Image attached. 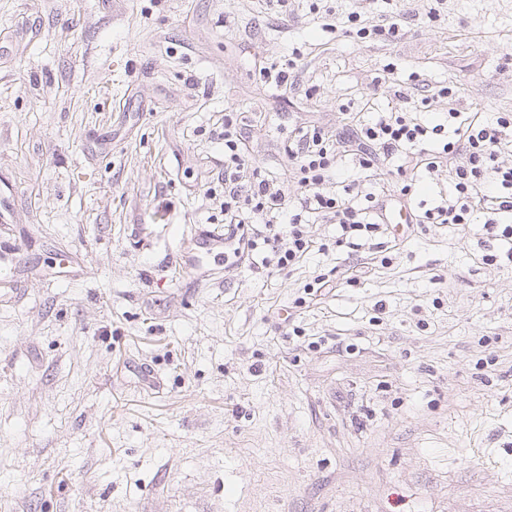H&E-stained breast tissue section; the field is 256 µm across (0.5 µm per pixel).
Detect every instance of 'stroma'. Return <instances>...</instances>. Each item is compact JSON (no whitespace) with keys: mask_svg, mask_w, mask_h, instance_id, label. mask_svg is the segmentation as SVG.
Masks as SVG:
<instances>
[{"mask_svg":"<svg viewBox=\"0 0 512 512\" xmlns=\"http://www.w3.org/2000/svg\"><path fill=\"white\" fill-rule=\"evenodd\" d=\"M423 97L512 113V0H0V512H512V268L481 226L399 225L354 283L319 221L284 270L171 268L224 221L225 115L291 200L293 129ZM402 16L400 12L382 14L378 18V24L372 26L371 32L375 35L387 38H397L400 34Z\"/></svg>","mask_w":512,"mask_h":512,"instance_id":"1","label":"stroma"}]
</instances>
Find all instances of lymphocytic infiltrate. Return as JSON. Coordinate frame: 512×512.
<instances>
[{"label": "lymphocytic infiltrate", "mask_w": 512, "mask_h": 512, "mask_svg": "<svg viewBox=\"0 0 512 512\" xmlns=\"http://www.w3.org/2000/svg\"><path fill=\"white\" fill-rule=\"evenodd\" d=\"M249 128L247 118H224V225L235 231L225 269L253 261L261 245L267 248L263 264L298 265L317 246L305 229L316 219L336 224L337 246L360 252L384 232V193L377 183L382 161L391 159L399 162L405 195L415 173L447 167L453 189L421 214V223L482 225L502 241V257L512 265V164L502 158L512 146L511 114L485 120L477 112L452 111L434 122L414 112H381L332 141L315 125L294 129L282 147L299 188L291 202L261 170L249 167ZM339 147L353 149L361 173L342 187L335 165Z\"/></svg>", "instance_id": "lymphocytic-infiltrate-1"}]
</instances>
